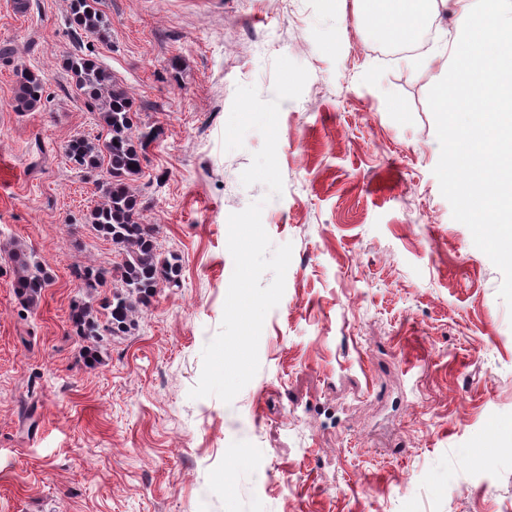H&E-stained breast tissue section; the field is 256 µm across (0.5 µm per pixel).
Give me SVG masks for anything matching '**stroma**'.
I'll list each match as a JSON object with an SVG mask.
<instances>
[{"label": "stroma", "mask_w": 512, "mask_h": 512, "mask_svg": "<svg viewBox=\"0 0 512 512\" xmlns=\"http://www.w3.org/2000/svg\"><path fill=\"white\" fill-rule=\"evenodd\" d=\"M107 41L70 0H0V512H512V249L466 219L434 100L444 75L377 39L353 0H102ZM109 67L159 131L131 188L182 285L160 287L92 367L71 321L79 265L112 267L86 224L105 170L64 147L99 114L64 67ZM281 104V196L242 172L263 145L222 136L237 86ZM44 99L15 108L21 69ZM263 202L291 244L260 369L232 403L193 399L234 270L228 217ZM52 276L34 310L10 245Z\"/></svg>", "instance_id": "35a3bbf8"}]
</instances>
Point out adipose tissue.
I'll return each mask as SVG.
<instances>
[{"label":"adipose tissue","mask_w":512,"mask_h":512,"mask_svg":"<svg viewBox=\"0 0 512 512\" xmlns=\"http://www.w3.org/2000/svg\"><path fill=\"white\" fill-rule=\"evenodd\" d=\"M364 20L397 44L415 41L422 29L448 7L465 26L448 54L429 56L446 75L450 88L440 91L435 109L443 116L442 132L460 153L478 161L472 168L467 210L494 213L497 222L512 217V6L506 0H357ZM456 95L458 109L448 107ZM488 100L476 122L458 124L475 97Z\"/></svg>","instance_id":"ef3b65f1"}]
</instances>
